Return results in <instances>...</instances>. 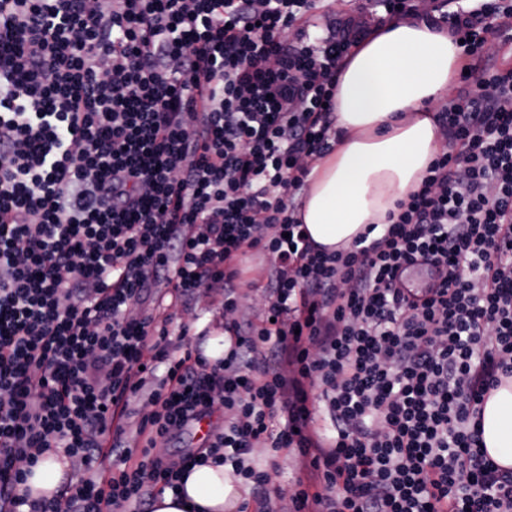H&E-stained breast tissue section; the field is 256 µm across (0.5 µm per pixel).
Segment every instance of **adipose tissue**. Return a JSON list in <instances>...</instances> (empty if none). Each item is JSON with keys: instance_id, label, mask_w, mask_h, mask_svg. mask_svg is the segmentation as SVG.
<instances>
[{"instance_id": "1", "label": "adipose tissue", "mask_w": 512, "mask_h": 512, "mask_svg": "<svg viewBox=\"0 0 512 512\" xmlns=\"http://www.w3.org/2000/svg\"><path fill=\"white\" fill-rule=\"evenodd\" d=\"M460 67L448 33L413 18L385 22L342 60L340 137L312 163L299 211L314 247L331 254L352 248L358 236L384 235L390 214L418 189L442 146L430 108ZM482 443L496 464L512 468V379L485 399ZM72 471L69 457L50 451L28 467L26 485L32 497L50 500ZM249 496L230 467L207 463L157 493L152 512H242Z\"/></svg>"}]
</instances>
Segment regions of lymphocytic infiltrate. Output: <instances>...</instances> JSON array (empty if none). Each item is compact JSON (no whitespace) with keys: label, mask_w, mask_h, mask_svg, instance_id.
<instances>
[{"label":"lymphocytic infiltrate","mask_w":512,"mask_h":512,"mask_svg":"<svg viewBox=\"0 0 512 512\" xmlns=\"http://www.w3.org/2000/svg\"><path fill=\"white\" fill-rule=\"evenodd\" d=\"M431 3L365 0L293 42L316 0H0V512H151L210 459L266 512L259 449L307 460L294 512H512V469L481 442L512 376V67L482 64L512 0ZM400 17L448 30L491 92L439 103L419 188L380 239L328 254L297 200L336 139L341 59ZM257 247L278 274L256 324L234 282ZM417 264L432 283L401 287ZM158 288L223 294V358L165 308L138 314ZM215 414L204 447L158 453ZM50 450L114 465L28 501Z\"/></svg>","instance_id":"obj_1"}]
</instances>
